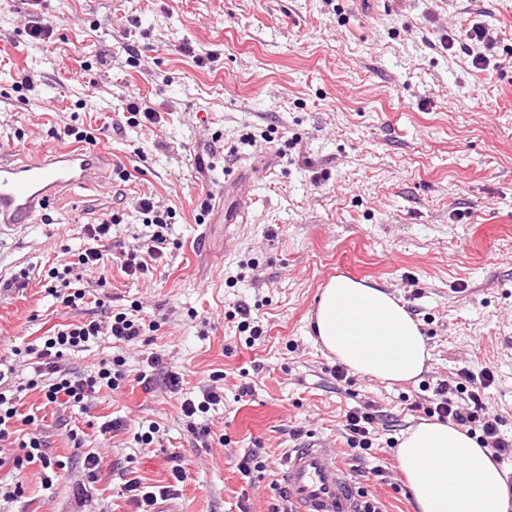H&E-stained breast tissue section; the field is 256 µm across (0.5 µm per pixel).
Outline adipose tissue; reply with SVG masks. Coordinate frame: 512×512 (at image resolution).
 Instances as JSON below:
<instances>
[{
	"label": "adipose tissue",
	"instance_id": "ef3b65f1",
	"mask_svg": "<svg viewBox=\"0 0 512 512\" xmlns=\"http://www.w3.org/2000/svg\"><path fill=\"white\" fill-rule=\"evenodd\" d=\"M319 342L357 374L408 382L430 357L418 321L388 292L339 276L315 315ZM397 459L415 512H512L507 474L465 430L424 422L402 440Z\"/></svg>",
	"mask_w": 512,
	"mask_h": 512
}]
</instances>
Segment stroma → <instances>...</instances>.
I'll list each match as a JSON object with an SVG mask.
<instances>
[{"mask_svg": "<svg viewBox=\"0 0 512 512\" xmlns=\"http://www.w3.org/2000/svg\"><path fill=\"white\" fill-rule=\"evenodd\" d=\"M26 10L0 0L10 48L0 52V157L60 145L70 125L104 139L116 170L0 238V278L31 274L26 288L0 290V355L96 314L91 303L63 306L43 274L110 213L120 222L103 263L76 270L72 285L116 310L139 306L158 329L125 343L103 336L67 359L79 373L125 361L119 388L89 409L27 392L21 413L67 467L46 487L40 467L14 470L16 445L0 449V482L23 484L0 512H135L125 481L166 485L175 465L188 478L167 501L173 512H289L278 464L312 443L336 449L382 512H413L395 446L425 421L433 385H455L464 368L493 372L488 407L512 435V0H40L47 43L26 34ZM474 23L499 33L481 70L462 50ZM28 71L41 85L23 98L12 84ZM133 96L158 123H128ZM246 133L255 146L240 144ZM239 168L251 200L245 223L229 226L209 204ZM144 196L177 219L162 260L132 277L121 261L147 232L135 212ZM337 276L384 289L419 322L430 358L417 378L336 380L314 312ZM241 302L260 305L264 333L252 344L232 317ZM151 353L180 374L178 389L143 391ZM209 388L222 398L197 419L213 438L206 448L181 405ZM366 404L377 438L355 457L342 424ZM115 419L122 430L101 434ZM152 423L160 432L147 448L136 435ZM254 449L264 470L241 474ZM89 453L101 464L85 492Z\"/></svg>", "mask_w": 512, "mask_h": 512, "instance_id": "stroma-1", "label": "stroma"}]
</instances>
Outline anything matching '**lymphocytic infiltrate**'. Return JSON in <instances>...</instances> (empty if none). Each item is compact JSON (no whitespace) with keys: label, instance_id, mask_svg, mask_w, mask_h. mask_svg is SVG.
I'll return each instance as SVG.
<instances>
[{"label":"lymphocytic infiltrate","instance_id":"lymphocytic-infiltrate-1","mask_svg":"<svg viewBox=\"0 0 512 512\" xmlns=\"http://www.w3.org/2000/svg\"><path fill=\"white\" fill-rule=\"evenodd\" d=\"M137 211L143 217L144 224L150 228L149 235L143 237L135 252L129 253L122 267L126 274L145 273L149 261L161 259L169 245V230L175 222L173 209H160L152 198L143 197L137 202ZM115 216L108 215L98 223L84 227L87 244L75 255L74 263L61 267H52L48 271L50 279L58 284L54 298L60 299L68 308H78L86 299L81 288H72L70 275L74 268H91L101 264L104 254L101 249L103 240L112 235ZM144 327L135 315L102 309L99 316L80 323H73L54 330L46 336L41 348L35 349L32 362L33 376L26 383H16V368L13 360L0 357V442L9 440L16 423L30 425L31 430L20 441L21 455L13 459V467L22 470L30 466L40 467L44 481L56 478L62 467L60 461L52 459L46 451V443L39 428L34 427V418L21 415L19 404L25 391L40 390L46 403L63 405H82L92 401L101 390H115L119 387L120 373L114 372L111 361L100 362L97 370L76 374L63 369L62 363L67 356L86 350L91 343L102 336L118 341H130L142 335ZM460 380L455 387L447 383H438L434 396L426 409L427 416L439 421H452L475 436L480 447L490 451L492 459L512 458V437H506L500 426V417L490 415L484 402L485 391L493 382L490 370L473 373L461 370ZM456 390V398H449V390ZM171 475L173 485L158 488L145 486L138 479L125 483V490L138 512H156L159 500L174 493L177 485L183 484L187 474L180 466H173Z\"/></svg>","mask_w":512,"mask_h":512}]
</instances>
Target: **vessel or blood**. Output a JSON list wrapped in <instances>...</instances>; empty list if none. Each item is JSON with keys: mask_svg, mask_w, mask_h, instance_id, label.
Wrapping results in <instances>:
<instances>
[{"mask_svg": "<svg viewBox=\"0 0 512 512\" xmlns=\"http://www.w3.org/2000/svg\"><path fill=\"white\" fill-rule=\"evenodd\" d=\"M111 162L101 145L40 151L18 162L0 160V236L24 232L37 223L71 186L105 181ZM223 190L236 198L235 210L225 212L224 220L239 222L249 203L250 179L244 172L229 171ZM281 479L297 512H360L351 478L324 444L289 449Z\"/></svg>", "mask_w": 512, "mask_h": 512, "instance_id": "obj_1", "label": "vessel or blood"}]
</instances>
